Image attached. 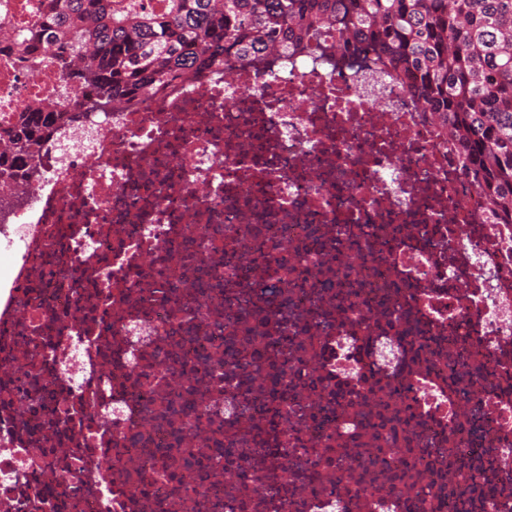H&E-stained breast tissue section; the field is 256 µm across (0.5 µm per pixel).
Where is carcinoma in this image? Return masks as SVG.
Masks as SVG:
<instances>
[{
    "label": "carcinoma",
    "instance_id": "obj_1",
    "mask_svg": "<svg viewBox=\"0 0 512 512\" xmlns=\"http://www.w3.org/2000/svg\"><path fill=\"white\" fill-rule=\"evenodd\" d=\"M35 67L51 51L81 95L31 106L0 126V187L33 173L50 134L90 112L132 103L201 68L269 53L371 54L448 129L461 172L498 224H512V0H45L13 38Z\"/></svg>",
    "mask_w": 512,
    "mask_h": 512
}]
</instances>
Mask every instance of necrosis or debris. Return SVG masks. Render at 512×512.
Wrapping results in <instances>:
<instances>
[{
  "label": "necrosis or debris",
  "mask_w": 512,
  "mask_h": 512,
  "mask_svg": "<svg viewBox=\"0 0 512 512\" xmlns=\"http://www.w3.org/2000/svg\"><path fill=\"white\" fill-rule=\"evenodd\" d=\"M0 124L62 103L10 43ZM370 58L194 70L0 213V512H512V224Z\"/></svg>",
  "instance_id": "4bbe7bcc"
}]
</instances>
